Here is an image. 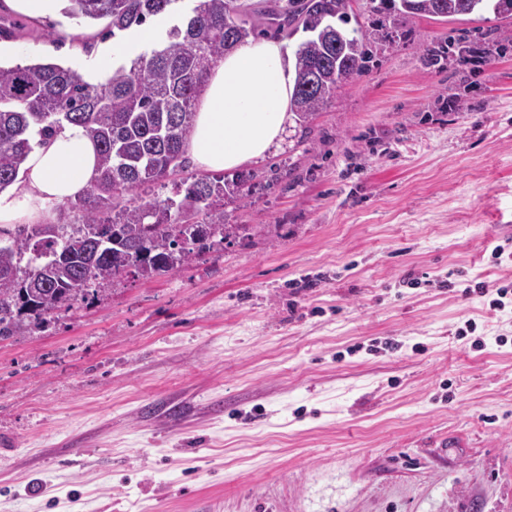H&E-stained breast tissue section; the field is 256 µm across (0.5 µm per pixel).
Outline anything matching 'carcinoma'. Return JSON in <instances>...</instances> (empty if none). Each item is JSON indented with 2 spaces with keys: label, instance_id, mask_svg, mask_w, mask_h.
<instances>
[{
  "label": "carcinoma",
  "instance_id": "carcinoma-1",
  "mask_svg": "<svg viewBox=\"0 0 512 512\" xmlns=\"http://www.w3.org/2000/svg\"><path fill=\"white\" fill-rule=\"evenodd\" d=\"M179 0H70L68 15L109 19L114 34L169 13ZM497 0H381L407 16L455 21L498 13ZM351 0H285L273 15L310 33L295 49L293 112L306 121L364 69L366 44L349 31ZM238 0H198L169 40L91 84L53 62L0 67V191L13 185L35 140L64 124L85 126L99 149L98 173L73 207L82 223L23 226L0 239V340L30 335L133 272L141 277L216 252L238 225L224 223L226 202H246L255 175L199 178L184 197L146 200L145 184L166 186L172 161L185 162L196 101L211 67L254 33ZM125 196V204L112 200Z\"/></svg>",
  "mask_w": 512,
  "mask_h": 512
}]
</instances>
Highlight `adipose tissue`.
Listing matches in <instances>:
<instances>
[{
	"label": "adipose tissue",
	"instance_id": "adipose-tissue-1",
	"mask_svg": "<svg viewBox=\"0 0 512 512\" xmlns=\"http://www.w3.org/2000/svg\"><path fill=\"white\" fill-rule=\"evenodd\" d=\"M163 21L138 29L122 46L100 45L93 62L109 77L116 52L135 57L155 39ZM296 83L292 56L282 42L247 39L209 71L198 99L187 152L194 165L230 171L262 158L293 121ZM97 147L80 124H67L34 147L20 186L0 191V224H39L52 205L84 194L97 175Z\"/></svg>",
	"mask_w": 512,
	"mask_h": 512
}]
</instances>
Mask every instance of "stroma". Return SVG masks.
<instances>
[{"instance_id":"obj_1","label":"stroma","mask_w":512,"mask_h":512,"mask_svg":"<svg viewBox=\"0 0 512 512\" xmlns=\"http://www.w3.org/2000/svg\"><path fill=\"white\" fill-rule=\"evenodd\" d=\"M351 7L366 70L225 172L223 251L0 342V512H512V16ZM0 20L97 82L107 20Z\"/></svg>"}]
</instances>
